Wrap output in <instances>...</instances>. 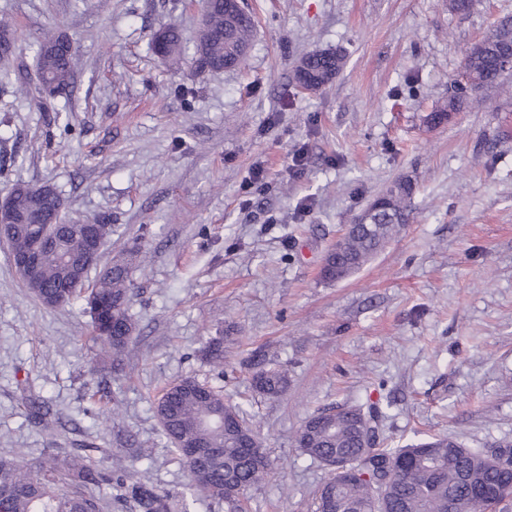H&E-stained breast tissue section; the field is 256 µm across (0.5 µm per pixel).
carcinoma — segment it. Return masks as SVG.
<instances>
[{"label": "carcinoma", "instance_id": "cac0c4a2", "mask_svg": "<svg viewBox=\"0 0 512 512\" xmlns=\"http://www.w3.org/2000/svg\"><path fill=\"white\" fill-rule=\"evenodd\" d=\"M207 16L199 31L193 64L220 70L224 60L246 65V53L254 37V21L246 13L224 10V0H202ZM160 46L162 59L180 60L182 37L172 28H161L151 36ZM15 32L0 25V58L12 55ZM512 55V19L501 20L484 39L483 46L464 57L462 76L469 90L477 92L500 82L501 60ZM35 58L41 75L40 92L53 96L59 88L72 86L76 72L70 40L46 35L36 45ZM345 55L317 51L303 56L294 68L296 83L320 90L342 70ZM465 95H453L426 116L429 125L442 124L448 114L461 110ZM414 186L399 180L370 203L380 206L376 224L349 228L341 250L325 259L322 277L328 281L347 279L377 255L399 224L410 220ZM10 199L21 224H35L59 206L53 188L34 194L26 184L12 188ZM73 258L87 249L77 227H71L62 243ZM137 257L134 248L99 267L96 280L73 287L78 268L56 253L47 254L33 277L22 278L33 296L47 308L83 301L92 330L107 353L118 362L130 354L136 324L130 313V276ZM201 359L215 368L224 366V337L209 336L200 350ZM253 384L262 394L276 398L288 390V370L280 365L263 366ZM162 432L182 461L189 482L181 493L182 512L190 501L203 495L225 501L232 512H243L246 496L224 490V478L248 492L260 484L270 470L268 457L258 458L241 446L242 434L257 432L240 409L224 400V391L184 378L164 389L156 408ZM356 407L321 411L310 416L296 431L299 450L314 461L346 458L357 467L346 478L336 473L324 486L336 488L335 512H478L471 504L476 488L512 485V440L503 438L492 448H465L447 436L418 440L396 448L378 442L377 418ZM106 486L116 491L115 500L130 512H173V495L158 491L145 477L129 481L126 468L111 458L94 460L81 452L44 448L36 461L21 455L0 456V512H104L112 500L98 497L90 489Z\"/></svg>", "mask_w": 512, "mask_h": 512}]
</instances>
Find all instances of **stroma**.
Wrapping results in <instances>:
<instances>
[{
    "instance_id": "obj_1",
    "label": "stroma",
    "mask_w": 512,
    "mask_h": 512,
    "mask_svg": "<svg viewBox=\"0 0 512 512\" xmlns=\"http://www.w3.org/2000/svg\"><path fill=\"white\" fill-rule=\"evenodd\" d=\"M255 32L244 67H171L153 31L192 45L188 0H0L18 36L0 68V200L47 185L72 222L101 220L136 247L134 355L121 371L80 304L48 309L0 242V455L91 442L127 473L182 491L188 473L154 406L184 378L241 405L273 463L247 512H314L326 467L294 434L332 408L379 406L382 446L448 435L467 448L512 438V72L430 127L457 93L461 60L512 0H244ZM66 35L74 84L43 100L33 48ZM342 50V72L301 91L298 60ZM71 133H64V125ZM304 166L292 167L294 152ZM260 183H252L256 169ZM412 219L352 277L323 258L396 180ZM224 339V366L204 337ZM285 365V394L253 386L257 359ZM44 400L59 427L28 417ZM147 456L132 460L135 449ZM467 100V96L464 95H453L448 97V100L439 105L433 112L426 116V123L429 125L442 124L444 120L448 119V122L452 121L456 114L448 113L459 112ZM201 359L215 368L224 366V339L220 336H208L200 350Z\"/></svg>"
}]
</instances>
